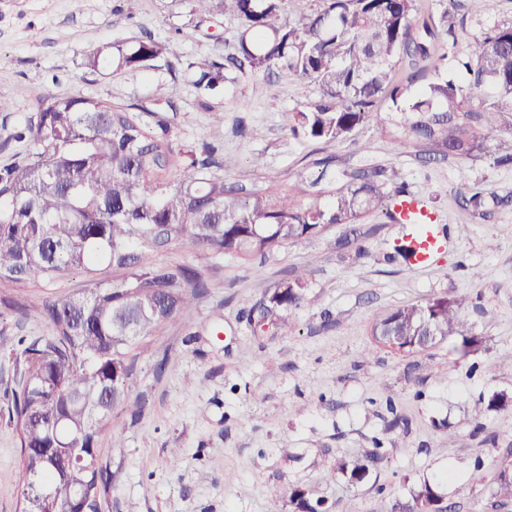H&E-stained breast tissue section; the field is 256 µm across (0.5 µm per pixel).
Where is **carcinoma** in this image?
Returning <instances> with one entry per match:
<instances>
[{"label": "carcinoma", "mask_w": 512, "mask_h": 512, "mask_svg": "<svg viewBox=\"0 0 512 512\" xmlns=\"http://www.w3.org/2000/svg\"><path fill=\"white\" fill-rule=\"evenodd\" d=\"M200 19L215 13L239 21L236 52L188 63L195 85L211 97L226 74L273 68L293 72L322 88L320 100L288 114L292 135L321 142L345 139L368 123L384 122L377 106L390 103L394 134L435 154L468 157L498 136H512V23L469 41L455 56L469 87L436 77L415 93L411 86L447 59L456 44L451 14L414 29L417 0H321L299 23L288 20L287 0H189ZM170 43L152 38L114 43L90 57L91 66L147 70L165 62L171 77L156 101L175 110L177 67ZM144 104L114 105L102 98L47 95L37 120L17 138L32 150L0 166V288L22 290L72 273L88 287L62 299L48 298L36 311L55 330L52 340L23 349L24 383L9 418L23 455L20 512H101L107 475L99 463L97 435L112 409L133 402L132 347L189 309L207 288L202 273L157 259L172 246L205 255H266L300 243L329 224H354L404 192L398 173L385 166L345 171L317 189L326 171L288 185L242 193L220 174L224 164L209 143L177 149L169 121L151 132ZM315 197L306 204L303 199ZM475 210L505 199L473 189ZM307 272L268 291L259 308L265 320L279 307L304 300ZM465 299L439 297L398 307L377 319L371 336L383 346L398 338L404 354L454 340L466 357L478 343L465 333ZM512 407L495 393L483 410ZM382 459L380 447L341 459L336 472L352 483L367 479ZM50 488L30 495L32 484ZM496 495L512 500V468L497 476ZM292 512H319L301 487L291 489ZM442 495L428 481L395 504V512H442Z\"/></svg>", "instance_id": "cac0c4a2"}]
</instances>
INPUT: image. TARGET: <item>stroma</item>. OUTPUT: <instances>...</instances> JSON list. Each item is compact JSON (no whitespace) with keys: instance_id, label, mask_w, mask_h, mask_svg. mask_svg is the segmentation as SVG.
<instances>
[{"instance_id":"1","label":"stroma","mask_w":512,"mask_h":512,"mask_svg":"<svg viewBox=\"0 0 512 512\" xmlns=\"http://www.w3.org/2000/svg\"><path fill=\"white\" fill-rule=\"evenodd\" d=\"M450 11L459 42L512 23V0H424ZM237 20L196 25L188 0H0V163L31 150L17 134L46 95L149 103L166 70L90 67L93 52L149 35L173 43L179 110L176 147L215 142L224 179L248 189L285 184L316 158L337 168H396L422 195L452 240L431 268L392 259L406 231L383 213L349 227L332 224L307 241L239 259L183 247L164 261L199 268L204 293L182 316L130 352L141 414L114 408L98 435L107 473L102 512H267L272 497L299 486L333 512H392L421 481L439 483L450 512H512L492 494L499 468L512 464V408L475 418L481 397L512 396V165L497 147L467 158L425 163L421 148L366 125L330 143L296 138L289 113L319 100L320 86L286 73L237 76L201 100L187 70L200 55L233 53ZM223 113L216 121L215 113ZM505 197L475 214L472 185ZM306 271L305 298L279 312L278 328L251 322L248 307ZM466 300L464 326L480 343L466 358L440 343L413 355L377 346L373 321L435 297ZM0 332L26 340L54 334L46 319L0 304ZM165 369H158V362ZM23 357L0 350V512H18L22 461L7 407L21 386ZM381 447L384 459L362 483L335 474L336 461ZM181 451L178 465L170 449ZM482 481L470 479L475 458Z\"/></svg>"}]
</instances>
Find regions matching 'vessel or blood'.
Listing matches in <instances>:
<instances>
[{
	"mask_svg": "<svg viewBox=\"0 0 512 512\" xmlns=\"http://www.w3.org/2000/svg\"><path fill=\"white\" fill-rule=\"evenodd\" d=\"M392 211L398 223L408 225L410 233L419 239L412 265L418 268L432 266L436 254L444 247L445 235L423 198L410 192L399 195L392 203Z\"/></svg>",
	"mask_w": 512,
	"mask_h": 512,
	"instance_id": "vessel-or-blood-1",
	"label": "vessel or blood"
}]
</instances>
